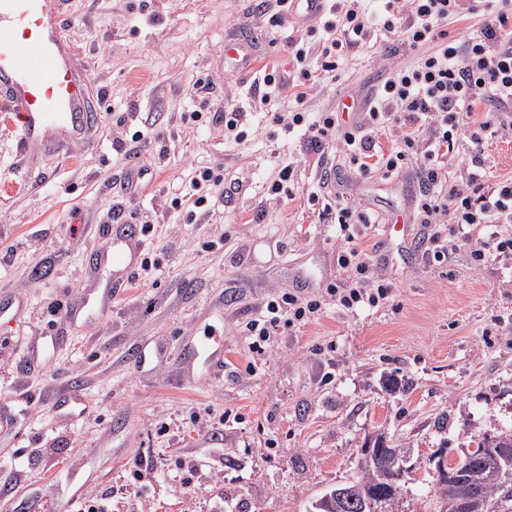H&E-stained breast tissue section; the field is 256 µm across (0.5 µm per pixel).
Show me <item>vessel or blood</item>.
Instances as JSON below:
<instances>
[{
	"label": "vessel or blood",
	"instance_id": "1",
	"mask_svg": "<svg viewBox=\"0 0 512 512\" xmlns=\"http://www.w3.org/2000/svg\"><path fill=\"white\" fill-rule=\"evenodd\" d=\"M65 2L0 0V106L16 116L22 151L48 140L86 139L97 120L63 34ZM138 257L122 236L112 233L95 265L112 287L129 275Z\"/></svg>",
	"mask_w": 512,
	"mask_h": 512
}]
</instances>
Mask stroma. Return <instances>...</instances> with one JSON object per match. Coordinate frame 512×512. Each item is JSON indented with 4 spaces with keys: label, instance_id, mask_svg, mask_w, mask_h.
Masks as SVG:
<instances>
[{
    "label": "stroma",
    "instance_id": "obj_1",
    "mask_svg": "<svg viewBox=\"0 0 512 512\" xmlns=\"http://www.w3.org/2000/svg\"><path fill=\"white\" fill-rule=\"evenodd\" d=\"M276 11L274 0H69L64 34L101 114L91 137L24 153L0 109V301L16 312L15 325L0 321V415L18 421L0 427V512H40L45 500L79 512L88 497L110 512H310L378 433L455 460L475 435L512 426V255L490 253L479 267L470 256L471 239H492L498 225L469 227L434 262L414 220L412 171L361 178L336 145L307 153L300 133L273 122L294 110L289 92L254 105L252 79L225 66L224 44L251 22L267 36L259 66L287 69L286 42L305 30L270 25ZM414 58L369 38L308 109L365 97ZM200 79L210 112H251L245 143L225 139L222 124L191 125ZM289 163L299 194L272 207L267 188ZM133 164L150 176L129 183ZM217 164L229 197L192 220L170 209L196 169ZM327 165L379 218L358 234L395 287L390 303L346 309L324 295L347 277L335 225L307 201ZM117 202L120 223L152 215L141 250L161 273L73 324L66 311L97 285L99 221ZM391 221L407 233L382 237ZM284 292L324 296L323 308L283 329L248 372L244 325ZM213 332L224 372L200 386L185 346ZM156 342L161 357L137 370L134 350Z\"/></svg>",
    "mask_w": 512,
    "mask_h": 512
}]
</instances>
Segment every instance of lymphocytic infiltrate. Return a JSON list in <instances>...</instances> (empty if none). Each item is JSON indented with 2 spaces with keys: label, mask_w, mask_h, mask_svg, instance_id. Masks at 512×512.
Wrapping results in <instances>:
<instances>
[{
  "label": "lymphocytic infiltrate",
  "mask_w": 512,
  "mask_h": 512,
  "mask_svg": "<svg viewBox=\"0 0 512 512\" xmlns=\"http://www.w3.org/2000/svg\"><path fill=\"white\" fill-rule=\"evenodd\" d=\"M382 2L374 13L365 0H334L319 24L309 29L313 43L289 39L288 64L298 81L293 86L296 107L284 128L302 129L308 150L317 153L330 143L339 144L363 178L388 180L415 164L420 191L414 211L419 223L431 225V256L441 262L457 247L448 225L512 224V180L501 179L483 157L484 143L512 137V0H482L485 20L477 34L461 40L449 38L448 22L464 16L469 0ZM375 33L416 50L415 61L393 69L374 93L352 104V111L363 115L354 126L341 125L334 112L308 111L312 87L337 78L345 50ZM385 135L393 137L395 146L382 155L378 146ZM464 140L474 146L473 170L459 181L449 162ZM331 183L330 169L322 168L318 189L308 200L318 204L319 220H334L347 244L337 261L351 276L326 292L347 309L387 303L393 290L358 243L356 227L367 223V208L348 198L334 200ZM192 186V194L170 201L171 208L186 210L191 217L223 191L224 176L202 168ZM321 309V300L291 293L268 300L246 324L253 357H266L272 336L311 320Z\"/></svg>",
  "instance_id": "f902f5d3"
}]
</instances>
